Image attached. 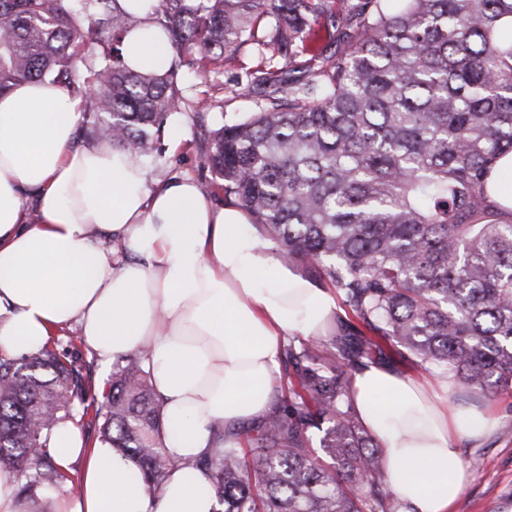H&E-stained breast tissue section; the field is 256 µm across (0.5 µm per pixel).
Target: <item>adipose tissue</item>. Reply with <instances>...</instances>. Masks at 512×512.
Instances as JSON below:
<instances>
[{"label":"adipose tissue","instance_id":"adipose-tissue-1","mask_svg":"<svg viewBox=\"0 0 512 512\" xmlns=\"http://www.w3.org/2000/svg\"><path fill=\"white\" fill-rule=\"evenodd\" d=\"M156 3L119 0L140 21L123 51L143 73L173 56ZM82 109L47 81L0 93V354L38 352L74 324L101 367L146 350L163 444L178 466L143 496L136 462L86 445L72 420L60 421L55 457L86 465L80 496L43 490L47 512H216L212 476L195 465L217 445L212 424L236 429L264 415L281 388L284 338L328 335L343 311L335 291L283 263L235 203L80 139ZM447 388L387 364L353 376L355 408L385 445L401 512H452L471 479L458 440L497 424L442 401Z\"/></svg>","mask_w":512,"mask_h":512}]
</instances>
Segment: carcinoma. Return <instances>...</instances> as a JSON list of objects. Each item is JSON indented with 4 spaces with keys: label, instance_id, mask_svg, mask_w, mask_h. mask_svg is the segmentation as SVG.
Returning <instances> with one entry per match:
<instances>
[{
    "label": "carcinoma",
    "instance_id": "1",
    "mask_svg": "<svg viewBox=\"0 0 512 512\" xmlns=\"http://www.w3.org/2000/svg\"><path fill=\"white\" fill-rule=\"evenodd\" d=\"M327 15L351 28L313 71L298 58ZM155 21L174 56L140 74L122 50L139 21L118 0H0V92L50 78L84 101L88 135L147 161L172 116L207 105L183 94L184 71L257 57L256 112L219 113L196 149L224 200L333 288L346 320L288 338V393L247 428L215 423L224 447L196 466L217 512H400L354 372L409 353L481 394L512 390V201L492 180L512 154V0H158ZM143 355L117 358L91 401L93 364L68 349L0 354V464L24 512H47L38 490L70 480L48 432L77 403L140 465L144 494L162 488L178 462Z\"/></svg>",
    "mask_w": 512,
    "mask_h": 512
}]
</instances>
